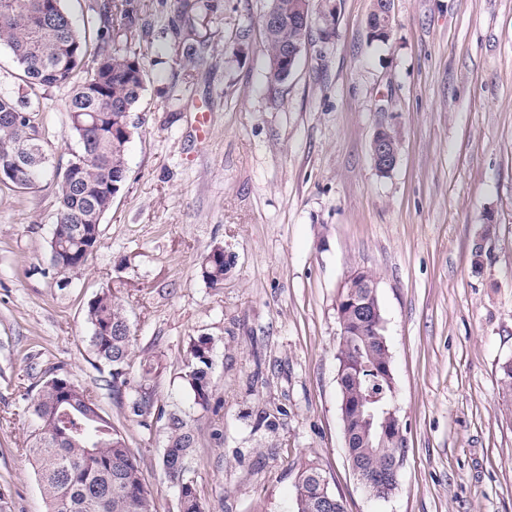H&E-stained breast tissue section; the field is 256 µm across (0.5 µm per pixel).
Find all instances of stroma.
Wrapping results in <instances>:
<instances>
[{
    "instance_id": "obj_1",
    "label": "stroma",
    "mask_w": 512,
    "mask_h": 512,
    "mask_svg": "<svg viewBox=\"0 0 512 512\" xmlns=\"http://www.w3.org/2000/svg\"><path fill=\"white\" fill-rule=\"evenodd\" d=\"M146 2L144 31H112L145 68L127 181L68 283L49 255L53 172L78 148L64 91L40 115L50 176L0 185V512H47L23 391L54 365L121 427L154 512H179L178 488L162 421L132 411L144 392L195 431L206 512H293L308 464L346 512H512V396L498 383L512 357V0H395L383 42L366 29L373 0H336L335 37L312 34L282 82L259 29L268 0L184 15ZM382 124L401 137L385 177L370 156ZM217 246L233 264L212 286L199 263ZM356 270L376 282L407 438L386 501L354 476L340 420L337 303ZM107 286L134 332L118 395L85 316ZM201 336L206 409L181 379Z\"/></svg>"
}]
</instances>
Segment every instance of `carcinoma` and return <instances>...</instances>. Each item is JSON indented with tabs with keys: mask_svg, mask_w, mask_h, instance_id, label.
Returning <instances> with one entry per match:
<instances>
[{
	"mask_svg": "<svg viewBox=\"0 0 512 512\" xmlns=\"http://www.w3.org/2000/svg\"><path fill=\"white\" fill-rule=\"evenodd\" d=\"M281 10L283 19L274 26L262 16L261 28L270 71L277 82L288 79L282 63L285 44L296 38L288 25L294 0H269ZM87 26L96 30L95 39L79 31L63 0H0V47L11 54L21 73L23 89L0 92V119L19 113L11 125L0 124V164L30 155L33 147L46 148L48 136L37 120L44 111L42 100L53 89H65L63 102L70 133L79 149L67 162L79 177L75 184L58 183V215L66 224L77 225L74 235L51 238L50 260L55 265H74L85 247L99 243L101 221L112 207V194L99 190L106 181L123 185L128 173L129 141L123 128H135L133 112L144 91V65L135 52L112 45V21L131 28L141 21V0H98L91 6ZM111 109L104 125L91 122V114ZM82 113V123L73 114ZM230 262L222 247H214L199 264L204 281L212 286L224 282ZM338 319L347 325L337 354L344 368L340 399L348 403L367 389L384 400L395 397L393 371L383 367L385 348L371 327L360 325L359 311L343 305ZM86 320L91 327L90 346L97 359L112 367V392L120 393L119 382L130 354L132 331L123 304L103 288L88 304ZM212 342L200 337L189 343V363L183 375L195 404L208 408L213 394L211 379ZM70 376L52 366L44 372L40 387L31 398L38 425L29 435L25 451L32 459L40 489L49 512H153L140 462L131 453L119 426L104 414L95 399L77 383L64 390ZM168 442L162 467L176 469L188 464L197 438L176 411L159 409ZM349 434L347 458L354 474L368 493L383 495L371 480L390 471L400 455L398 439L389 433L381 439L368 432L363 415L349 408L342 418ZM179 512H205L194 481L183 472L179 483ZM294 512H345L341 498L325 486L321 470L308 465L296 479Z\"/></svg>",
	"mask_w": 512,
	"mask_h": 512,
	"instance_id": "1",
	"label": "carcinoma"
}]
</instances>
